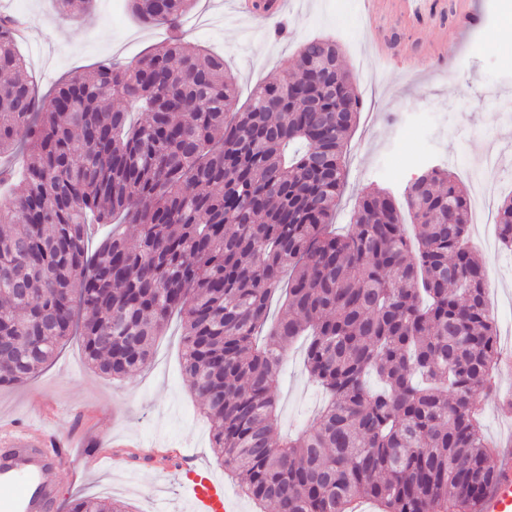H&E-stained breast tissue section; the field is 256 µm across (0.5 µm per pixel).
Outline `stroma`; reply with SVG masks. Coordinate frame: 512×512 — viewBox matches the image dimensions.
<instances>
[{
	"label": "stroma",
	"mask_w": 512,
	"mask_h": 512,
	"mask_svg": "<svg viewBox=\"0 0 512 512\" xmlns=\"http://www.w3.org/2000/svg\"><path fill=\"white\" fill-rule=\"evenodd\" d=\"M26 14L32 29L20 46L28 72L41 91L76 70L104 58L128 62L171 35L168 26L143 25L120 0H96L94 10L74 19L54 0H0V8ZM476 24L454 22L428 28L418 38L448 46L441 58L419 52L403 65L383 64L373 44L371 22L360 0H289L280 17L240 16L233 0H199L192 23L180 36L224 59L235 78L240 102L259 84L281 78L306 39L331 37L362 100L348 139L347 179L335 224L346 232L356 198L369 187L400 191L426 164L452 171L468 198L479 199L483 221L470 224L473 250L488 270V308L500 341L512 339V253L497 243L496 209L512 195V38L502 29L512 13L505 0H473ZM305 340L288 351L277 400L281 434L304 429L326 401L309 380ZM182 322L172 315L157 337L150 363L122 381L98 375L85 364L81 340L70 338L38 375L19 387L0 388V422L25 424L53 414L61 437L74 440L88 456L101 439L119 435L126 443L123 463L106 461L83 477L62 472L59 504L94 495L116 498L129 512H187L179 479L154 462L134 456V444L181 449L197 466L218 478L239 512H273L240 497L211 448L210 425L180 367ZM512 394V374L483 398L481 425L489 442L512 445V415L501 401Z\"/></svg>",
	"instance_id": "stroma-1"
}]
</instances>
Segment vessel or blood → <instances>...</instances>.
<instances>
[{
    "label": "vessel or blood",
    "instance_id": "b4317fda",
    "mask_svg": "<svg viewBox=\"0 0 512 512\" xmlns=\"http://www.w3.org/2000/svg\"><path fill=\"white\" fill-rule=\"evenodd\" d=\"M372 17L395 16L401 26L419 30L436 25L442 11L452 10L455 21H473L470 0H362ZM378 44L388 46L393 57H411L414 44L396 38L386 25L374 29ZM188 457L177 453L165 465L180 473L191 500L192 512H225L227 503L219 480L210 473L185 470ZM79 460L65 450L63 441L50 427L35 422L23 427L0 426V512H52L57 502L56 476L59 471L77 467ZM480 512H512V455L500 458L496 480L480 505Z\"/></svg>",
    "mask_w": 512,
    "mask_h": 512
}]
</instances>
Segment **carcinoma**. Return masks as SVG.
Instances as JSON below:
<instances>
[{"mask_svg": "<svg viewBox=\"0 0 512 512\" xmlns=\"http://www.w3.org/2000/svg\"><path fill=\"white\" fill-rule=\"evenodd\" d=\"M57 2L82 16L95 0ZM126 2L175 26L196 0ZM18 24L0 12V158L24 159L19 172L0 167V387L28 382L73 336L92 369L131 378L176 312L182 369L246 498L276 512H350L359 499L378 512H480L496 471L476 406L499 346L468 198L425 166L398 196L365 192L350 232L336 233L361 109L336 43H304L294 73L241 109L224 59L181 38L43 95ZM319 51L326 64L308 67ZM117 217L134 240L108 234L89 251L91 225ZM496 223L512 249V198ZM302 336L327 401L283 437L279 370ZM66 512L126 509L78 497Z\"/></svg>", "mask_w": 512, "mask_h": 512, "instance_id": "obj_1", "label": "carcinoma"}]
</instances>
